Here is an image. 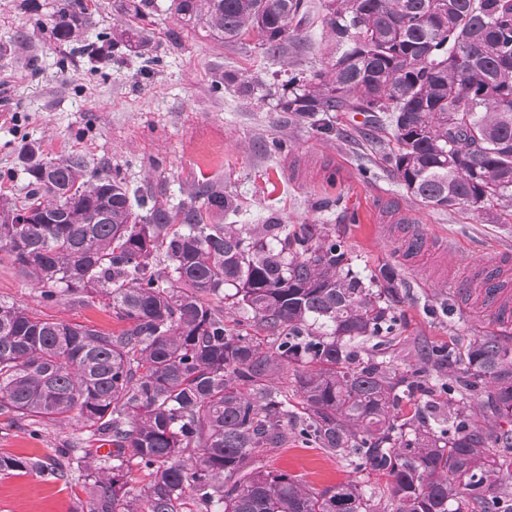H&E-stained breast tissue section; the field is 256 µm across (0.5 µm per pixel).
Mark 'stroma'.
I'll return each instance as SVG.
<instances>
[{
    "instance_id": "35a3bbf8",
    "label": "stroma",
    "mask_w": 512,
    "mask_h": 512,
    "mask_svg": "<svg viewBox=\"0 0 512 512\" xmlns=\"http://www.w3.org/2000/svg\"><path fill=\"white\" fill-rule=\"evenodd\" d=\"M122 3L94 0L86 27L62 45L50 35L56 0H0V194L25 193L30 149L45 158L83 157L149 206L190 204L198 186L210 183L232 201L231 210L213 214L214 223L261 224L275 216L291 227L326 224L362 278L389 271L397 330L386 347L365 340V355L407 370L431 347L488 333L512 342V327L499 326L481 305L477 277L480 260L512 254V223L493 222L488 210L424 207L374 163L366 141L321 137L270 102L216 87L227 72L269 78L282 62L263 56L257 36L226 43L205 25L184 26L169 0H154L145 50L121 46L104 60L84 55V44L111 42L126 27ZM275 139L283 150L273 149ZM0 300L104 331L125 327L99 302H39L36 287L6 261ZM83 435L74 425L46 422L35 438L0 417V454L42 458ZM263 463L319 490L355 478L375 483L293 436L269 449ZM85 475L80 462L64 481L0 472V512H82Z\"/></svg>"
}]
</instances>
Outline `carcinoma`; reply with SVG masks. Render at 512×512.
Listing matches in <instances>:
<instances>
[{
  "mask_svg": "<svg viewBox=\"0 0 512 512\" xmlns=\"http://www.w3.org/2000/svg\"><path fill=\"white\" fill-rule=\"evenodd\" d=\"M152 0H125L121 35L140 47ZM187 25L234 42L255 33L280 56L319 27L322 68L301 62L273 82L224 74L244 99L323 135L338 112L364 117L375 162L434 210L512 217V0H171ZM84 0H57L52 33L66 43L86 22ZM466 65L457 73L456 59ZM21 199L0 195V252L44 303L101 297L119 333L43 318L0 301V416L33 436L43 421L86 430L98 449L56 448L44 460L0 455V472L68 478L82 452L86 512H512V347L477 336L436 359L448 402H415L422 366L364 358L357 343L390 336L389 289L353 270L323 224L290 230L209 224L229 208L202 185L175 210L133 211L121 179L83 159L27 168ZM294 386L275 384L288 366ZM294 434L356 468L387 477L323 490L263 466ZM147 483L131 495L127 475ZM190 490L197 510L187 508Z\"/></svg>",
  "mask_w": 512,
  "mask_h": 512,
  "instance_id": "carcinoma-1",
  "label": "carcinoma"
}]
</instances>
